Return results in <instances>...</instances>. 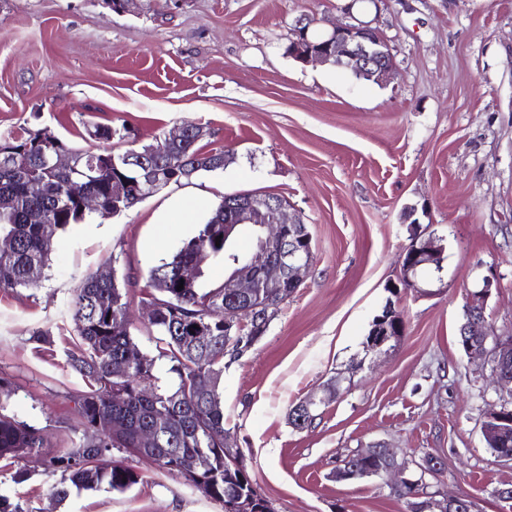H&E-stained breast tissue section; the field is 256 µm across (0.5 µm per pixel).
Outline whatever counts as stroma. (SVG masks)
Returning a JSON list of instances; mask_svg holds the SVG:
<instances>
[{"label":"stroma","instance_id":"35a3bbf8","mask_svg":"<svg viewBox=\"0 0 512 512\" xmlns=\"http://www.w3.org/2000/svg\"><path fill=\"white\" fill-rule=\"evenodd\" d=\"M373 22L395 73L376 85L349 70L303 65L286 52L301 16ZM228 151L224 169L172 185L134 209L69 226L36 288L0 291V377L9 410L44 428L40 453L0 458V494L25 512H224L183 477L116 449L137 484L122 492L51 495L44 462L71 447L73 395L85 384L64 348L78 338L75 287L114 266L129 279L131 333L154 336L142 315L147 270L191 236L224 195L274 193L300 215L313 262L266 335L224 367V422L274 512H406L380 479L339 482L351 451L381 442L446 461L436 489L475 512H512L496 495L512 466L496 461L482 422L497 400L457 341L463 307L485 276L498 286L485 316L512 333V0H0V136L47 129L75 149L125 150L92 125L134 129L154 143L184 121ZM196 203L181 223L165 211ZM440 239L441 271L398 292L413 233ZM406 323L395 344L366 336L386 304ZM339 395L311 427L293 404Z\"/></svg>","mask_w":512,"mask_h":512}]
</instances>
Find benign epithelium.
Listing matches in <instances>:
<instances>
[{
    "label": "benign epithelium",
    "instance_id": "7a95c632",
    "mask_svg": "<svg viewBox=\"0 0 512 512\" xmlns=\"http://www.w3.org/2000/svg\"><path fill=\"white\" fill-rule=\"evenodd\" d=\"M291 42L292 56L306 65H325L334 58L340 64L360 70L374 67L381 73V83L394 71L387 43L379 30L368 22L328 24L316 29L314 21L305 15L296 20ZM208 136L210 131L200 124H182L166 135V141L172 146L188 142L195 145ZM121 162L136 169L140 200L173 180L169 170L147 165L136 153L122 157ZM233 209L235 219L242 224L251 225L256 217L265 218L261 225L262 234L252 252L245 260L235 261L232 273L224 280L228 300L235 306L233 310L224 311V334L242 336L248 327L245 315L253 308L259 309L254 304L258 291L276 289L284 294L287 283L301 286L313 258L310 251L288 250V243L297 236L301 220L288 215L285 202L274 201L266 195L240 193L234 196ZM442 251L443 247L432 237L422 240L419 247L414 244L406 247L401 254L400 285L407 290L417 289L415 277L420 267L434 263ZM495 287V278H483L481 289L472 296L470 304L485 306ZM466 331L462 348L470 359L480 361L479 379L489 380L498 389L512 395V336L497 332L484 320L470 321ZM404 333V321L391 313L380 319L368 346L380 348ZM507 413L508 408L501 396L485 413L482 434L488 446L495 447L505 440L507 429L503 423ZM356 455L379 458L382 463L380 477L393 491L401 492L408 486L421 488L418 493L406 495L408 512H474V504L467 498L427 492L431 480L439 478L446 467V462L439 456L427 455L419 460L412 457L400 461L396 450L382 443L359 448L348 458Z\"/></svg>",
    "mask_w": 512,
    "mask_h": 512
}]
</instances>
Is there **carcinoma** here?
I'll use <instances>...</instances> for the list:
<instances>
[{"mask_svg":"<svg viewBox=\"0 0 512 512\" xmlns=\"http://www.w3.org/2000/svg\"><path fill=\"white\" fill-rule=\"evenodd\" d=\"M127 127L98 126L97 139L125 140ZM0 148L14 157L0 165V237L10 241V250L0 253V290L36 288L49 266L58 236L68 226L80 224L91 215L106 219L120 215L112 208V179L129 180L135 175L125 165H112L122 153L107 149L75 150L59 137L42 129L23 137H0ZM67 150L73 166L53 167L51 157ZM139 152L145 161L180 173L172 184L183 185L190 178L183 171L207 172L211 152L196 145L191 149L170 147L163 138L144 145ZM96 198L98 208L83 207L84 200ZM45 214L47 223L31 224L32 211ZM224 203H219L194 234L184 240L167 259L147 271L149 297L165 310L150 325L154 332V354L134 353L140 345L130 331V301L125 282L115 278L104 282L91 273L74 290L73 322L79 343L64 350L67 364L88 384V390L73 397L76 415L71 430L78 441L63 454L48 461L47 470L62 471L52 486L58 500L67 498L70 488L79 490L124 491L136 484L139 473L112 461V449L123 448L139 456L138 433L143 427L159 425L158 444L153 460L160 468L177 474L179 458L204 453L209 466L201 478H188L202 494L224 504L231 512L234 486L254 485L247 468L224 464L238 458L235 448L224 447V406L221 383L224 357H241L235 337H224V285L207 288L203 279L177 289L181 271L198 253L207 251L211 259L227 261L232 241L224 236ZM207 323L214 331L209 346L198 343L190 333L193 325ZM122 362L126 371L114 376L112 365ZM14 395L12 383L0 378V458L30 455L44 447L43 429L7 413ZM125 422V428L112 435L97 436L94 422L100 415ZM356 479L371 478L380 470V461L365 457L354 462Z\"/></svg>","mask_w":512,"mask_h":512,"instance_id":"carcinoma-1","label":"carcinoma"}]
</instances>
